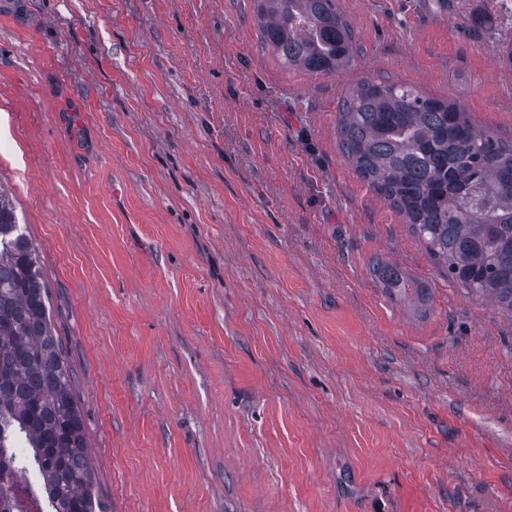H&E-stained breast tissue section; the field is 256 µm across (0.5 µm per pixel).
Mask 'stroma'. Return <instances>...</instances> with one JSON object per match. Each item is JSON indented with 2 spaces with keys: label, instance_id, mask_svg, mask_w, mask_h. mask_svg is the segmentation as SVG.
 Returning <instances> with one entry per match:
<instances>
[{
  "label": "stroma",
  "instance_id": "1",
  "mask_svg": "<svg viewBox=\"0 0 512 512\" xmlns=\"http://www.w3.org/2000/svg\"><path fill=\"white\" fill-rule=\"evenodd\" d=\"M16 2L0 187L101 512H512V314L448 282L337 132L390 81L512 139V0H338L358 51L320 75L254 0ZM376 273L385 292L399 299L423 300L428 292L425 283L414 279L394 265L387 263H378L376 265Z\"/></svg>",
  "mask_w": 512,
  "mask_h": 512
}]
</instances>
